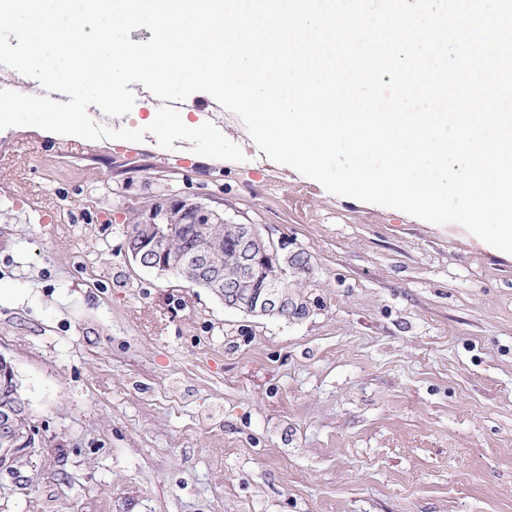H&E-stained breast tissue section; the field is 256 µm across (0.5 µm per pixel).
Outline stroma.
Returning a JSON list of instances; mask_svg holds the SVG:
<instances>
[{"mask_svg":"<svg viewBox=\"0 0 512 512\" xmlns=\"http://www.w3.org/2000/svg\"><path fill=\"white\" fill-rule=\"evenodd\" d=\"M140 128L161 102L132 84ZM243 150L0 130V356L39 447L0 512H512V254L458 224L328 193L211 95ZM163 195L270 224L308 256L288 320L140 268Z\"/></svg>","mask_w":512,"mask_h":512,"instance_id":"obj_1","label":"stroma"}]
</instances>
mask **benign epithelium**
<instances>
[{
  "label": "benign epithelium",
  "mask_w": 512,
  "mask_h": 512,
  "mask_svg": "<svg viewBox=\"0 0 512 512\" xmlns=\"http://www.w3.org/2000/svg\"><path fill=\"white\" fill-rule=\"evenodd\" d=\"M229 233L245 255L242 262L226 263L213 248L220 231ZM288 238L273 236L262 224H237L224 214L187 197H167L127 222L125 251L144 268L169 272L182 281L203 285L224 298V307L252 315L288 318L306 312L284 290L286 274L299 276V252L288 249ZM31 448H0V473L13 476L18 455Z\"/></svg>",
  "instance_id": "obj_1"
}]
</instances>
